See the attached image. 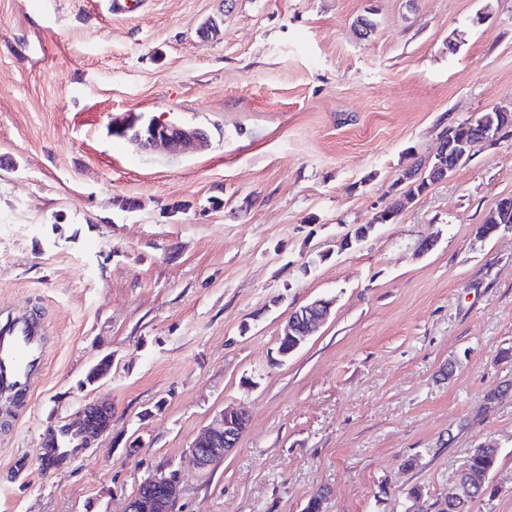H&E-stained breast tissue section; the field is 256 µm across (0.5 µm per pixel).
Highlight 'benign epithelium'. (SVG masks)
Listing matches in <instances>:
<instances>
[{"label": "benign epithelium", "instance_id": "1", "mask_svg": "<svg viewBox=\"0 0 512 512\" xmlns=\"http://www.w3.org/2000/svg\"><path fill=\"white\" fill-rule=\"evenodd\" d=\"M119 132L146 151L162 149L170 154L184 152L208 140L206 131L201 128L154 117L142 121L136 116L122 125ZM468 147L465 135L440 140L439 151L433 156L434 167L443 170L444 177H449L454 169L446 167L447 156H455L462 163L471 157ZM334 304L333 299L319 298L298 309L278 336L279 357L284 360L302 348L326 322ZM248 422V415L240 408L224 407L219 417L191 443L189 453L195 465L206 470L223 460L226 452L237 446ZM178 493L177 474L160 471L144 481L140 490L127 500L125 512H172Z\"/></svg>", "mask_w": 512, "mask_h": 512}]
</instances>
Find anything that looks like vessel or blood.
<instances>
[{"mask_svg":"<svg viewBox=\"0 0 512 512\" xmlns=\"http://www.w3.org/2000/svg\"><path fill=\"white\" fill-rule=\"evenodd\" d=\"M48 329L37 312L0 311V400L22 405L30 399L46 363ZM83 430L65 427L45 438L40 456L46 465L62 464L80 454Z\"/></svg>","mask_w":512,"mask_h":512,"instance_id":"obj_1","label":"vessel or blood"}]
</instances>
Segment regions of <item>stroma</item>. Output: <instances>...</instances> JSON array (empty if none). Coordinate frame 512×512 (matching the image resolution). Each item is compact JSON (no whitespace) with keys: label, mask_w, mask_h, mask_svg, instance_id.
I'll use <instances>...</instances> for the list:
<instances>
[{"label":"stroma","mask_w":512,"mask_h":512,"mask_svg":"<svg viewBox=\"0 0 512 512\" xmlns=\"http://www.w3.org/2000/svg\"><path fill=\"white\" fill-rule=\"evenodd\" d=\"M109 4L0 0V308L49 328L32 398L0 405V512H124L161 471L173 512L320 491L322 512H435L486 443L494 494L471 512H512V229L479 236L512 197V127L376 221L444 128L512 111V0ZM137 115L209 145L139 151L114 134ZM317 298L328 320L279 361ZM95 405L109 428L42 466L47 428ZM228 405L250 424L198 469ZM334 305L333 300L319 298L293 312L278 336L277 353L288 359L302 348L310 337L326 322ZM248 415L234 405L224 407L214 422L191 443L189 453L195 465L206 470L224 459L235 448L247 428Z\"/></svg>","instance_id":"1"}]
</instances>
